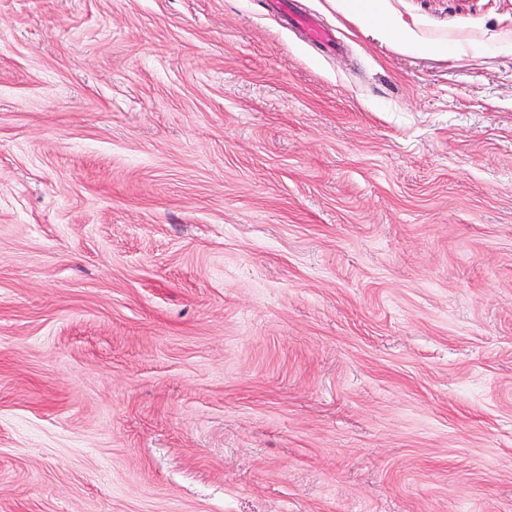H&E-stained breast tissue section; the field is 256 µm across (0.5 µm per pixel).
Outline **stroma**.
<instances>
[{"label": "stroma", "mask_w": 512, "mask_h": 512, "mask_svg": "<svg viewBox=\"0 0 512 512\" xmlns=\"http://www.w3.org/2000/svg\"><path fill=\"white\" fill-rule=\"evenodd\" d=\"M0 0V512H512V0ZM274 4L280 13L288 16L290 26L299 31L308 41L321 45L327 52H336V36L332 30L298 8L293 0H275ZM361 1L362 0H339V2L344 3L346 10L353 16L369 18L370 22L377 30L386 34L391 33L392 35L398 32L401 35L400 44L403 48L415 49L419 47L420 43L412 32L405 29L394 30L391 21L381 9L374 10L365 16L364 14L367 12L368 8L364 10L359 7V2Z\"/></svg>", "instance_id": "1"}]
</instances>
